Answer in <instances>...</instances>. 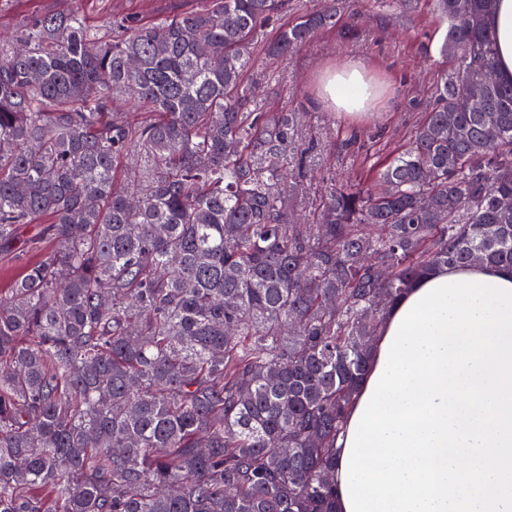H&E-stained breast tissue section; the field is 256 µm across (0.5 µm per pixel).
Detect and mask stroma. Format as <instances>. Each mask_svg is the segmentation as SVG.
<instances>
[{"label":"stroma","instance_id":"stroma-1","mask_svg":"<svg viewBox=\"0 0 512 512\" xmlns=\"http://www.w3.org/2000/svg\"><path fill=\"white\" fill-rule=\"evenodd\" d=\"M323 0H288L286 11L255 34L253 63L245 83H261L260 107L267 112H298L302 118L288 144L289 164L311 170L295 202L298 218L312 220L321 205V174L355 176L375 157L407 144L423 118L425 104L449 61L437 53L446 26L432 0H419L415 12H403L393 0H342V14L366 11L367 21L352 33L343 25L319 31L291 57L268 55L277 30L316 9ZM196 8V0H0V38L9 37L32 14L74 8L95 23L130 13L152 21L167 15L171 5ZM353 60L362 63L381 94L369 112L344 115L317 105L321 78L327 69ZM42 227L26 224L15 247L0 252V289L34 260L44 246Z\"/></svg>","mask_w":512,"mask_h":512}]
</instances>
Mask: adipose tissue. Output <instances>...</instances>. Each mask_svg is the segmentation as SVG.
<instances>
[{
  "label": "adipose tissue",
  "mask_w": 512,
  "mask_h": 512,
  "mask_svg": "<svg viewBox=\"0 0 512 512\" xmlns=\"http://www.w3.org/2000/svg\"><path fill=\"white\" fill-rule=\"evenodd\" d=\"M498 40V71L503 79L512 80V0H498L491 17ZM373 88L360 63L344 62L327 73L320 92V104L343 114L368 110Z\"/></svg>",
  "instance_id": "ef3b65f1"
}]
</instances>
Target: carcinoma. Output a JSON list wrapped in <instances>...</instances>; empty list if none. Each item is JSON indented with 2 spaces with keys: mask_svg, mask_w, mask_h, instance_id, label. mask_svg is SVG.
I'll return each mask as SVG.
<instances>
[{
  "mask_svg": "<svg viewBox=\"0 0 512 512\" xmlns=\"http://www.w3.org/2000/svg\"><path fill=\"white\" fill-rule=\"evenodd\" d=\"M452 63L412 141L294 224V112L244 84L288 0L145 22L75 9L0 43V512H336V438L389 309L445 265L512 268V83L495 0H433ZM337 8L281 27L286 56ZM476 95L496 113L459 112ZM120 97L138 112L112 111ZM43 224H25L19 230V240L8 252H0V289L7 288L11 280L34 260L45 246L41 240Z\"/></svg>",
  "mask_w": 512,
  "mask_h": 512,
  "instance_id": "1",
  "label": "carcinoma"
}]
</instances>
